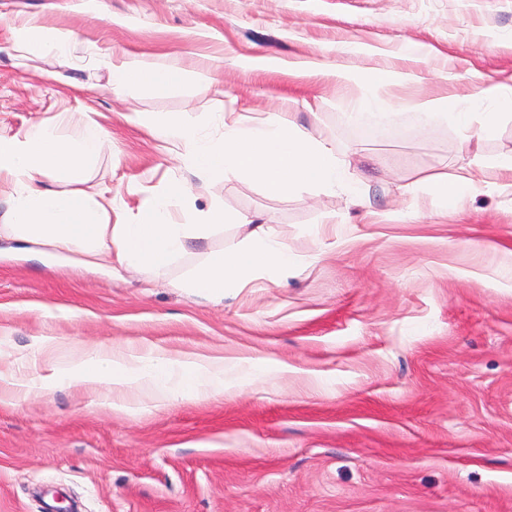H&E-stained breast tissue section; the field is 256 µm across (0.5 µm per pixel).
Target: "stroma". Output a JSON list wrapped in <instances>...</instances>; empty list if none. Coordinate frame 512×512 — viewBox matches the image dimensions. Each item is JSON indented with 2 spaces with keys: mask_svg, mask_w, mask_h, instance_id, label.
I'll list each match as a JSON object with an SVG mask.
<instances>
[{
  "mask_svg": "<svg viewBox=\"0 0 512 512\" xmlns=\"http://www.w3.org/2000/svg\"><path fill=\"white\" fill-rule=\"evenodd\" d=\"M0 0V134L63 116L96 122L107 149L80 182L127 216L172 179L176 220L218 206L228 223L162 279L34 255L0 237V512H512V198L481 189L440 208L425 180L512 156V118L464 140L419 102L512 84V0ZM77 33L67 56L18 58L7 23ZM421 45L419 58L403 54ZM373 47L370 55L348 47ZM164 56L192 79L163 94L86 97L111 54ZM419 73L377 90L386 135L346 118L354 74ZM449 72L441 80L440 72ZM287 113L348 163L354 195L272 197L247 178L204 182L123 116ZM266 225L296 258L221 300L184 288L209 252ZM48 336L127 355L224 359V391L158 399L52 384Z\"/></svg>",
  "mask_w": 512,
  "mask_h": 512,
  "instance_id": "obj_1",
  "label": "stroma"
}]
</instances>
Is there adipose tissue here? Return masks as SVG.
I'll list each match as a JSON object with an SVG mask.
<instances>
[{
    "label": "adipose tissue",
    "instance_id": "ef3b65f1",
    "mask_svg": "<svg viewBox=\"0 0 512 512\" xmlns=\"http://www.w3.org/2000/svg\"><path fill=\"white\" fill-rule=\"evenodd\" d=\"M8 38L14 51L24 56L69 52L70 35L37 27L11 24ZM107 83L74 82L81 93L117 95L134 87L161 93L183 83L184 71L160 60L138 57L111 63ZM397 72L373 68L357 76L366 88L353 116L370 114L386 119L388 107L377 97V88L398 80ZM422 116L448 119L461 132L487 131L512 113V87L492 84L476 97H447L421 105ZM128 124L171 144L189 172L205 180L247 177L267 193L285 196L299 187L349 189L345 162L310 132L284 115L276 114L251 125L225 113L220 136L186 121L163 120L144 112L127 113ZM54 120H40L10 136L0 135V185H7L9 206L0 216L14 238L38 254L48 251L79 254L84 265L110 270H145L162 278L172 261L185 253L191 241L202 239L212 228L227 223L223 209L214 207L190 224L175 221L187 185L172 180L162 190L145 198L134 221L113 218L115 200L107 187L91 191L72 189L97 161L104 140L96 124H89L76 137L65 139ZM294 262L287 246L257 226L238 247L213 253L206 264L193 271L188 286L194 292L220 298L228 284L241 283L263 268H285ZM178 379L199 394L224 389V365L219 359L188 356L171 359L155 355L134 363L111 347L88 344L59 362L55 382L93 388L149 387L164 394L171 379Z\"/></svg>",
    "mask_w": 512,
    "mask_h": 512
}]
</instances>
